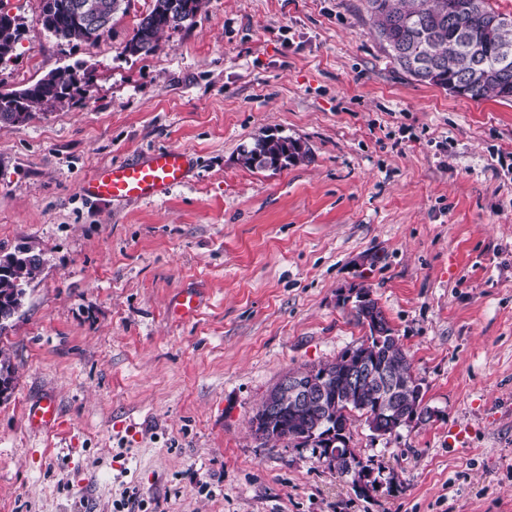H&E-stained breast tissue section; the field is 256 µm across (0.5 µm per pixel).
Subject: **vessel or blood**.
Wrapping results in <instances>:
<instances>
[{
	"label": "vessel or blood",
	"mask_w": 512,
	"mask_h": 512,
	"mask_svg": "<svg viewBox=\"0 0 512 512\" xmlns=\"http://www.w3.org/2000/svg\"><path fill=\"white\" fill-rule=\"evenodd\" d=\"M194 164L193 156L182 149L163 147L136 161L114 163L95 171L80 182V197L98 201H157L166 198L188 181ZM200 298L194 289L182 290L176 297L173 311L184 319L199 310ZM32 430L49 431L60 423L56 399L46 395L33 403L27 414Z\"/></svg>",
	"instance_id": "vessel-or-blood-1"
}]
</instances>
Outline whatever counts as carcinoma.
I'll list each match as a JSON object with an SVG mask.
<instances>
[{
	"label": "carcinoma",
	"instance_id": "1",
	"mask_svg": "<svg viewBox=\"0 0 512 512\" xmlns=\"http://www.w3.org/2000/svg\"><path fill=\"white\" fill-rule=\"evenodd\" d=\"M42 24L56 37L68 41L96 42L112 30V15L119 0H43ZM201 0H153L151 8L140 18L127 44L139 47V55H149L159 46L161 35L193 23ZM470 0H367L376 34L388 50L393 62L415 80L443 89L457 84L468 88L473 100L499 98L512 101V23L509 18L484 6L476 14ZM500 23L489 27L487 19ZM15 18L0 9V63L11 59L21 33L13 25ZM83 78L79 66L59 67L25 88L0 92V124L18 125L32 117V107L46 104L69 90L78 91ZM307 151L286 136L268 134L253 145L240 150L239 161L246 168L278 169L304 160ZM36 267L19 256L8 272H0V334L15 315L13 304L21 287L36 280ZM381 338L369 332L363 342L345 349L335 361L308 372L328 373L326 395L321 403H313L302 411L286 405L276 418L269 441L286 442L295 448H317L325 459L342 474L365 472L354 454L328 457V441L323 436L347 430L351 413L357 412L369 423L383 415L401 413L412 416L422 405L419 393L406 389L399 393V403L388 400V393L377 391L372 384L349 383V373L357 355H363L374 366H388L405 380L418 379L411 364L387 328ZM15 367L0 353V383L13 388Z\"/></svg>",
	"mask_w": 512,
	"mask_h": 512
}]
</instances>
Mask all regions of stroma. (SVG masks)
Here are the masks:
<instances>
[{"mask_svg": "<svg viewBox=\"0 0 512 512\" xmlns=\"http://www.w3.org/2000/svg\"><path fill=\"white\" fill-rule=\"evenodd\" d=\"M152 0L95 43L55 38L42 0L0 91L84 62L82 96L0 124V256L44 270L4 332L0 512H512V102L403 73L366 0H202L148 56L123 48ZM276 133L308 155L251 170ZM157 147L198 157L156 202L89 203L78 182ZM204 288L190 321L175 295ZM368 288L430 418L378 436L353 417L354 483L249 421L286 373L367 333ZM61 425L33 431L44 394ZM128 507H120V500Z\"/></svg>", "mask_w": 512, "mask_h": 512, "instance_id": "35a3bbf8", "label": "stroma"}]
</instances>
